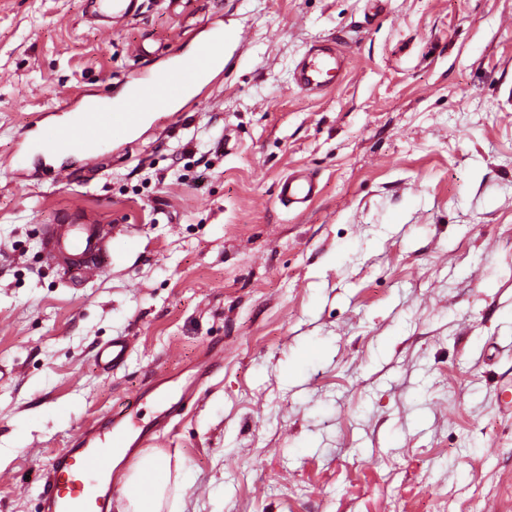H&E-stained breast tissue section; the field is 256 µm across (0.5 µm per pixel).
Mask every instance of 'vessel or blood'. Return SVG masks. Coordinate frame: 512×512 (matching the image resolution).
<instances>
[{
    "label": "vessel or blood",
    "mask_w": 512,
    "mask_h": 512,
    "mask_svg": "<svg viewBox=\"0 0 512 512\" xmlns=\"http://www.w3.org/2000/svg\"><path fill=\"white\" fill-rule=\"evenodd\" d=\"M138 10L137 0H95L90 18L124 20ZM223 43L220 35L200 42L193 59L175 66L166 78L144 79L126 102L113 104L111 109L80 102L69 110L64 121L34 122L33 134L24 140L26 152L39 156L87 152L102 148L113 130L134 131L148 113L168 107L205 74L222 65ZM341 69V61L331 50H321L304 59L299 83L306 88H321L325 77ZM317 189L313 175L298 170L281 180L278 200L284 207L299 208L315 196ZM43 238L47 259L76 279L99 272L111 258V227L77 207L63 211L56 223L45 225ZM129 348L125 337L113 338L98 351L97 362L104 368L117 369L124 364ZM151 394L160 406L153 421L138 426L129 422L126 413L113 412L96 425L78 431L66 452L51 460L43 490L44 512H112V499L117 493L112 474L115 453L145 447L164 431L193 391L160 384Z\"/></svg>",
    "instance_id": "obj_1"
}]
</instances>
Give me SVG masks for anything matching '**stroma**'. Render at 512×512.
<instances>
[{
  "label": "stroma",
  "mask_w": 512,
  "mask_h": 512,
  "mask_svg": "<svg viewBox=\"0 0 512 512\" xmlns=\"http://www.w3.org/2000/svg\"><path fill=\"white\" fill-rule=\"evenodd\" d=\"M139 5L95 27L90 0H0V512H44L77 431L149 422L146 388L212 358L154 443L177 512H512V0ZM217 29L223 68L175 111L24 154L36 115L116 100ZM326 45L344 70L306 91ZM297 169L319 193L291 211ZM74 206L113 227L82 281L43 249ZM318 189L315 178L305 170H298L281 180L278 200L287 208H300L310 201ZM129 348V341L125 337L113 338L111 343L98 351L97 362L106 369L115 370L124 364Z\"/></svg>",
  "instance_id": "obj_1"
}]
</instances>
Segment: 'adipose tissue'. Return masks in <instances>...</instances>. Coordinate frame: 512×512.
<instances>
[{
  "label": "adipose tissue",
  "mask_w": 512,
  "mask_h": 512,
  "mask_svg": "<svg viewBox=\"0 0 512 512\" xmlns=\"http://www.w3.org/2000/svg\"><path fill=\"white\" fill-rule=\"evenodd\" d=\"M126 489L124 512H164L180 483L157 451H147L122 476Z\"/></svg>",
  "instance_id": "ef3b65f1"
}]
</instances>
